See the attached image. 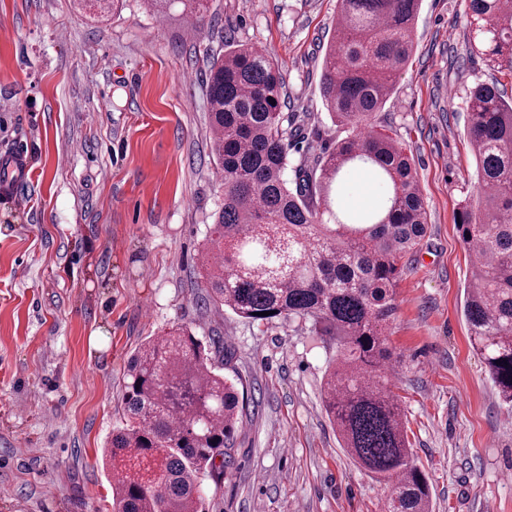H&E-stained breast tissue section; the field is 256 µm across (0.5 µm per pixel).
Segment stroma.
I'll list each match as a JSON object with an SVG mask.
<instances>
[{
	"label": "stroma",
	"instance_id": "obj_1",
	"mask_svg": "<svg viewBox=\"0 0 512 512\" xmlns=\"http://www.w3.org/2000/svg\"><path fill=\"white\" fill-rule=\"evenodd\" d=\"M196 39L181 0H126L98 20L74 0H0V154L30 173L0 196V512H112L102 449L120 424L125 366L173 325L230 357L247 407L234 480L206 512H385L386 489L340 448L323 409L336 347L299 320L203 308L202 250L224 187L206 74L229 42L271 49L282 112L305 120L284 177L345 132L320 91L337 0H209ZM467 0H422L415 48L373 122L412 156L428 229L396 288L391 390L433 512H512V411L462 315L457 230L474 192L466 96L512 74L469 50Z\"/></svg>",
	"mask_w": 512,
	"mask_h": 512
}]
</instances>
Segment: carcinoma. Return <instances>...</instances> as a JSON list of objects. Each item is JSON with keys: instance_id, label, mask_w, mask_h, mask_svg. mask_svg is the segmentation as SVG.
Returning <instances> with one entry per match:
<instances>
[{"instance_id": "obj_1", "label": "carcinoma", "mask_w": 512, "mask_h": 512, "mask_svg": "<svg viewBox=\"0 0 512 512\" xmlns=\"http://www.w3.org/2000/svg\"><path fill=\"white\" fill-rule=\"evenodd\" d=\"M420 2L337 0L320 90L347 136L312 168H298L293 189L284 172L295 134L284 127L278 67L253 44L229 43L208 76L224 206L201 264L207 299L251 322L295 316L336 341L325 411L347 455L387 485V512H432L428 479L389 388L398 356L384 335L402 259L425 237L427 211L413 159L371 122L412 54ZM468 2L471 52L512 74V0ZM207 4L188 0L198 27ZM466 104L478 183L456 218L471 263L463 314L472 348L512 406V102L493 82L476 84ZM352 169L383 188L374 208L342 205ZM223 370L224 351L182 325L131 356L125 420L102 453L113 512H204V478L217 487L232 481L244 401L241 379Z\"/></svg>"}]
</instances>
